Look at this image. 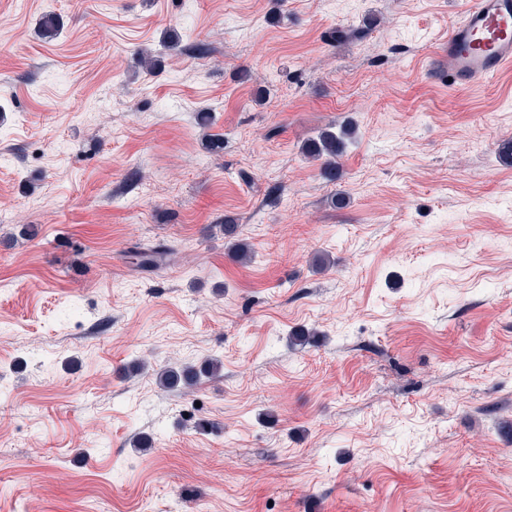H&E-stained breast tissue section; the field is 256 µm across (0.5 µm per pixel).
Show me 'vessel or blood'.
<instances>
[{"label":"vessel or blood","mask_w":512,"mask_h":512,"mask_svg":"<svg viewBox=\"0 0 512 512\" xmlns=\"http://www.w3.org/2000/svg\"><path fill=\"white\" fill-rule=\"evenodd\" d=\"M448 83L465 87L512 66V0H465L462 19L448 33Z\"/></svg>","instance_id":"obj_1"}]
</instances>
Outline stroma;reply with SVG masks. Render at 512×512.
<instances>
[{
	"instance_id": "35a3bbf8",
	"label": "stroma",
	"mask_w": 512,
	"mask_h": 512,
	"mask_svg": "<svg viewBox=\"0 0 512 512\" xmlns=\"http://www.w3.org/2000/svg\"><path fill=\"white\" fill-rule=\"evenodd\" d=\"M273 7L0 0V512H512V69L448 85L462 0ZM355 135L350 127H327L319 131L316 137L308 139L302 146V152L308 157L324 159V174L330 180L336 179V164L345 149L347 142ZM224 238L229 240V248L234 259L241 263L247 264L253 258V249L245 240L238 238V224L231 217L224 219ZM222 363L219 359L210 358L200 365L181 364L165 368L157 373V383L163 389L192 390L203 379H212L220 375Z\"/></svg>"
}]
</instances>
